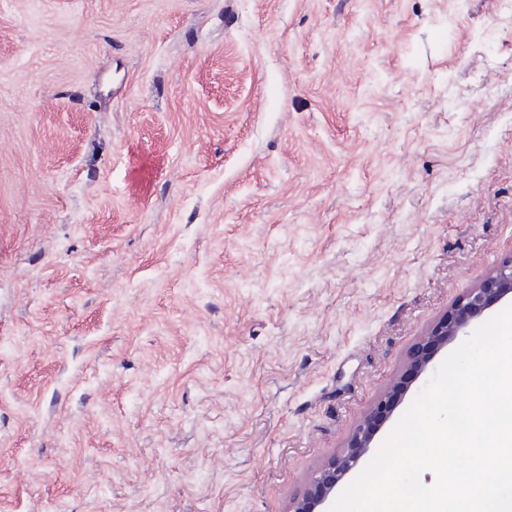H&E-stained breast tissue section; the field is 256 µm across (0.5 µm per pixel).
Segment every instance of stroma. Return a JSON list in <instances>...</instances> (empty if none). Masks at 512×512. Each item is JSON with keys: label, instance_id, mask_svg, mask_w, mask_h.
I'll list each match as a JSON object with an SVG mask.
<instances>
[{"label": "stroma", "instance_id": "1", "mask_svg": "<svg viewBox=\"0 0 512 512\" xmlns=\"http://www.w3.org/2000/svg\"><path fill=\"white\" fill-rule=\"evenodd\" d=\"M510 256L505 0H0V512H288Z\"/></svg>", "mask_w": 512, "mask_h": 512}]
</instances>
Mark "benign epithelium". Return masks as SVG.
<instances>
[{"label":"benign epithelium","instance_id":"1","mask_svg":"<svg viewBox=\"0 0 512 512\" xmlns=\"http://www.w3.org/2000/svg\"><path fill=\"white\" fill-rule=\"evenodd\" d=\"M512 294V256L495 266L476 287L468 289L462 298L441 315L423 334L408 357L407 371L420 375L429 365L435 348L455 339L486 309ZM403 393L398 385L388 388L378 403L356 427L344 454L333 457L316 471L311 487L294 497L288 512H315L339 481L353 468L371 447L379 423L393 411L395 400Z\"/></svg>","mask_w":512,"mask_h":512}]
</instances>
